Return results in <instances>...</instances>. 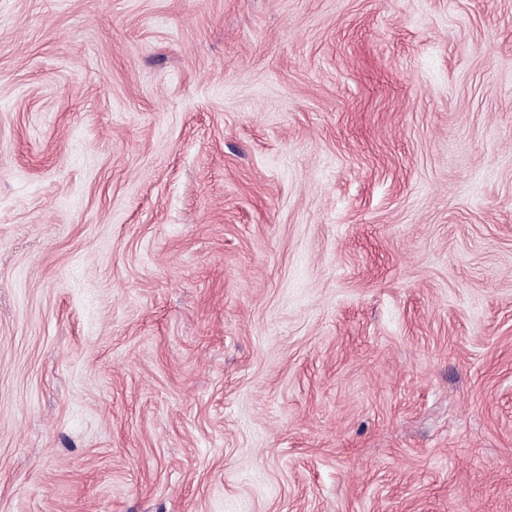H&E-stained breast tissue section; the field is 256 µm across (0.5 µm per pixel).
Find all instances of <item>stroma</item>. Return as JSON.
Listing matches in <instances>:
<instances>
[{"label":"stroma","instance_id":"obj_1","mask_svg":"<svg viewBox=\"0 0 512 512\" xmlns=\"http://www.w3.org/2000/svg\"><path fill=\"white\" fill-rule=\"evenodd\" d=\"M0 512H512V0H0Z\"/></svg>","mask_w":512,"mask_h":512}]
</instances>
